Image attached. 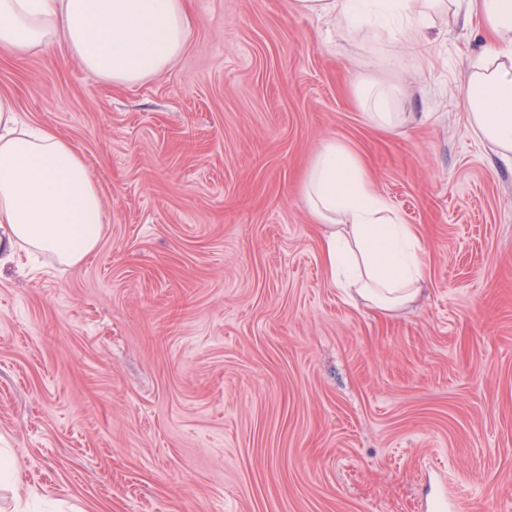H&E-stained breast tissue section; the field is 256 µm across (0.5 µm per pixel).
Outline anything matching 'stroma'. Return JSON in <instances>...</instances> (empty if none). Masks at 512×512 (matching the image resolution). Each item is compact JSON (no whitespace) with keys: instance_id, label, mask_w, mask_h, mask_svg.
<instances>
[{"instance_id":"1","label":"stroma","mask_w":512,"mask_h":512,"mask_svg":"<svg viewBox=\"0 0 512 512\" xmlns=\"http://www.w3.org/2000/svg\"><path fill=\"white\" fill-rule=\"evenodd\" d=\"M289 2L190 0L184 52L131 85L0 51L109 219L75 266L0 268V512H512V161L464 108L485 31L328 46ZM367 63L418 120L367 119ZM329 140L426 250L412 307L330 281L302 193Z\"/></svg>"}]
</instances>
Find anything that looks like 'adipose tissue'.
Wrapping results in <instances>:
<instances>
[{
    "label": "adipose tissue",
    "mask_w": 512,
    "mask_h": 512,
    "mask_svg": "<svg viewBox=\"0 0 512 512\" xmlns=\"http://www.w3.org/2000/svg\"><path fill=\"white\" fill-rule=\"evenodd\" d=\"M293 9L363 42L417 47L434 16L482 20L488 38L467 71L466 110L478 138L512 157V0H384L408 17L395 28L372 22L366 0H292ZM193 27L187 0H0V48L47 54L66 46L90 73L115 85L157 75L184 51ZM357 98L369 120L391 129L394 84L362 80ZM305 191L325 230L322 254L332 283L384 311L409 307L425 278L423 248L375 192L360 161L335 141L309 169ZM107 216L83 158L58 133L24 121L0 95V267L27 247L70 267L90 255Z\"/></svg>",
    "instance_id": "adipose-tissue-1"
}]
</instances>
